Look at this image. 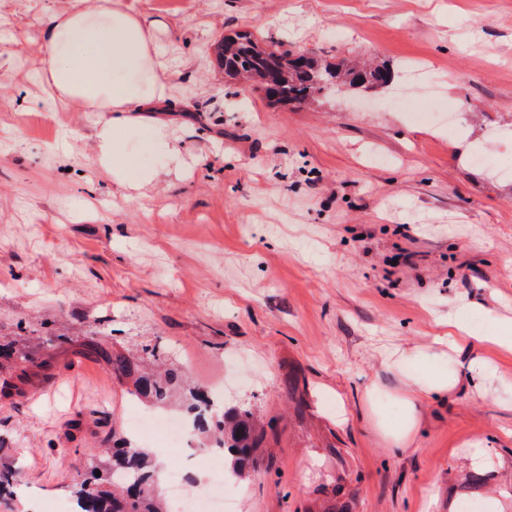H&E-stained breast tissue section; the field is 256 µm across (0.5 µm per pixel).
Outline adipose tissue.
Masks as SVG:
<instances>
[{"label": "adipose tissue", "mask_w": 512, "mask_h": 512, "mask_svg": "<svg viewBox=\"0 0 512 512\" xmlns=\"http://www.w3.org/2000/svg\"><path fill=\"white\" fill-rule=\"evenodd\" d=\"M42 71L53 90V100L77 104L85 112L111 113L110 121L96 128L98 164L113 182L138 191L158 177L131 153L124 132L136 126L143 150L169 156L182 168L169 148L172 111L170 87L160 71L157 41L152 26L131 7L106 6L94 0L81 10L49 13L44 19ZM442 362H434L427 380H413L397 397L404 412L394 431V444L414 430L421 405L448 394L458 383Z\"/></svg>", "instance_id": "obj_1"}]
</instances>
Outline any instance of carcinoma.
<instances>
[{"label":"carcinoma","instance_id":"cac0c4a2","mask_svg":"<svg viewBox=\"0 0 512 512\" xmlns=\"http://www.w3.org/2000/svg\"><path fill=\"white\" fill-rule=\"evenodd\" d=\"M218 47L217 59L227 75L273 79V87L264 88L266 98L273 104L302 105L321 94L329 83L369 89L379 83L386 84L391 78L381 67L367 71L343 63L330 68L309 56L293 60L287 51L260 47L248 33L226 37ZM85 355L105 363L118 377L133 378L135 394L154 406L168 405L180 389L181 379L176 370H163L159 364L142 357L114 352L94 340L86 344ZM28 363L26 354H17L6 346L0 349V370L24 369ZM210 404V397L198 390L188 391L184 399L196 433L219 434L220 447L231 456V472L240 477L247 467L254 465L263 434L251 410L232 407L212 417ZM92 470L100 471L101 476L94 475L92 481L71 487L77 512H121L119 505L123 501L126 512H165L155 483L154 456L128 439H113L109 457L93 456ZM14 493L15 472L5 466L0 469V498H9Z\"/></svg>","mask_w":512,"mask_h":512}]
</instances>
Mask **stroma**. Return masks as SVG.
<instances>
[{"instance_id": "stroma-1", "label": "stroma", "mask_w": 512, "mask_h": 512, "mask_svg": "<svg viewBox=\"0 0 512 512\" xmlns=\"http://www.w3.org/2000/svg\"><path fill=\"white\" fill-rule=\"evenodd\" d=\"M126 2L155 29L184 162L144 156L163 175L136 197L95 159L104 113L56 110L38 81L43 15L81 0H0V342L33 359L0 396L19 475L0 512L67 502L113 434L155 447L91 338L259 416L235 512H512V353L452 355L463 384L401 449L382 427L437 319L512 318V0ZM244 32L394 79L272 106L217 64Z\"/></svg>"}]
</instances>
